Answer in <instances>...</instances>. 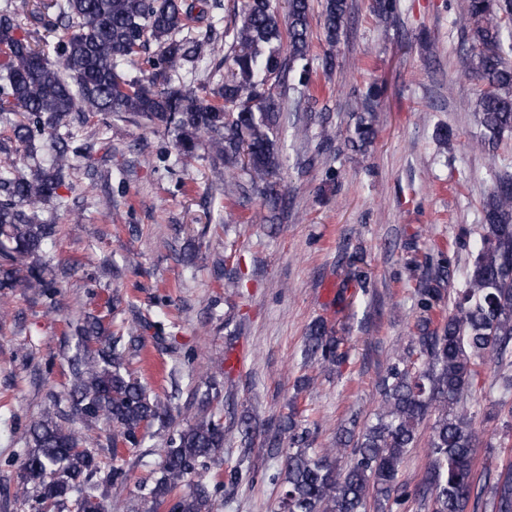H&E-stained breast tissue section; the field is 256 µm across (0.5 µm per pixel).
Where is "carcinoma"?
Returning <instances> with one entry per match:
<instances>
[{"label": "carcinoma", "instance_id": "obj_1", "mask_svg": "<svg viewBox=\"0 0 512 512\" xmlns=\"http://www.w3.org/2000/svg\"><path fill=\"white\" fill-rule=\"evenodd\" d=\"M313 0H287L280 15L274 0H245L239 22L224 27L230 51L228 75L207 83H175L185 69L194 74L207 56L222 18L200 0H51L61 31L53 50L19 34L21 14L13 0L0 5V288L21 286L54 305L56 282L39 263L57 232L55 214H74L62 189L76 160L75 121L108 112L171 136L182 166L198 158L203 144L212 166L248 176L247 191L263 199L276 219L281 196L269 177L281 166L282 107L275 89L301 64L307 80ZM326 42H340L348 0H320ZM512 0H467L465 29L472 43L471 78L480 86L477 146L498 165L501 136L512 133V62L505 43L512 31ZM156 43L159 54L139 74L125 65ZM380 90L370 87L350 142L364 147L375 138L371 116ZM476 256L462 272V288L444 310L447 257L427 267L418 290V315L409 345L381 381L382 401L374 421L341 430L336 447L317 452L315 419L295 410L282 416L276 437L287 443L283 512H367L375 501L403 512L411 495L398 482L401 463L417 447L428 425L430 466L421 500L431 512H477L475 448L478 433L466 398L480 383V365L512 366V175L500 176L483 199ZM146 324L105 336L101 320L87 316L77 326L78 348L69 360L70 388L33 419L27 429L22 481L17 496L29 512H52L81 501L83 512H107L105 488L123 484L127 472L114 464L101 473L98 443L87 432L112 426V458L118 445L139 448L156 424L166 431L161 462L150 486L141 488L135 512H211L208 490L192 479L224 461L226 428L209 410L219 397L204 381L202 408L174 427L171 400L147 393L129 365ZM343 339L322 318L308 326L304 362L334 372L346 360ZM348 458L345 468L336 462ZM492 512H512V462L491 485Z\"/></svg>", "mask_w": 512, "mask_h": 512}]
</instances>
